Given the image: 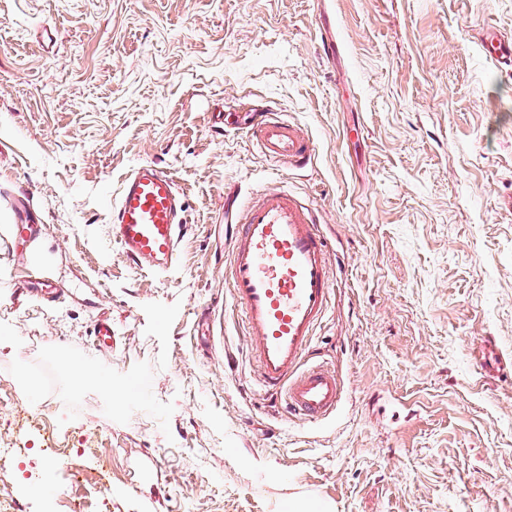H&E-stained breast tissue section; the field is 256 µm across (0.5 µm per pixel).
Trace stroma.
Listing matches in <instances>:
<instances>
[{
    "label": "stroma",
    "mask_w": 512,
    "mask_h": 512,
    "mask_svg": "<svg viewBox=\"0 0 512 512\" xmlns=\"http://www.w3.org/2000/svg\"><path fill=\"white\" fill-rule=\"evenodd\" d=\"M489 24L512 34V0H0V448L22 451L0 492L24 512H69L60 487L87 512H512V69L485 59ZM262 107L309 136L307 168L249 141ZM145 162L187 206L164 277L111 239ZM270 185L339 258L313 349L344 400L317 423L264 398L226 285L224 198ZM43 264L52 302L27 289Z\"/></svg>",
    "instance_id": "obj_1"
}]
</instances>
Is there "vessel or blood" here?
<instances>
[{
    "label": "vessel or blood",
    "instance_id": "1",
    "mask_svg": "<svg viewBox=\"0 0 512 512\" xmlns=\"http://www.w3.org/2000/svg\"><path fill=\"white\" fill-rule=\"evenodd\" d=\"M482 47L490 60L512 67V41L499 30L485 28ZM249 133L270 161L301 168L312 158L301 127L272 110L252 112ZM240 213L229 285L255 339L261 387L283 398L293 415L310 422L329 418L342 403L339 378L321 365L302 366L331 302L326 239L311 208L277 187L243 201ZM186 222L173 173L147 162L133 167L118 189L111 237L138 269L160 273L177 264Z\"/></svg>",
    "mask_w": 512,
    "mask_h": 512
}]
</instances>
